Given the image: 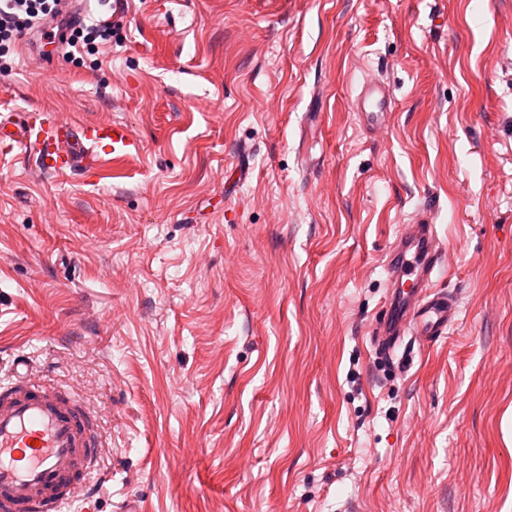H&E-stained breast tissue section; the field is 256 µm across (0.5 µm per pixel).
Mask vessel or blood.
<instances>
[{
	"mask_svg": "<svg viewBox=\"0 0 512 512\" xmlns=\"http://www.w3.org/2000/svg\"><path fill=\"white\" fill-rule=\"evenodd\" d=\"M367 129L391 115L386 87L365 83L355 101ZM22 148L39 171L97 174L108 155L140 149L122 122L65 121L33 109L0 113V153ZM431 224H406L385 254L386 312L372 330L374 349L392 357L405 337L429 343L447 335L459 315L455 298L437 289L444 254ZM93 428L74 398L30 375L0 382V512H67L80 488L100 478Z\"/></svg>",
	"mask_w": 512,
	"mask_h": 512,
	"instance_id": "1",
	"label": "vessel or blood"
}]
</instances>
